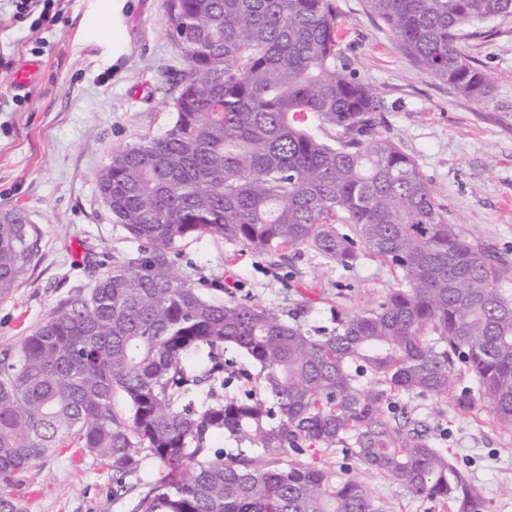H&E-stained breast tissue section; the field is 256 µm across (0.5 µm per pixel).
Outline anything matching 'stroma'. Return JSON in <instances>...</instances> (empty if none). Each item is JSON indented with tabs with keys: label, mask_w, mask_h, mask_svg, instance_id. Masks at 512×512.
<instances>
[{
	"label": "stroma",
	"mask_w": 512,
	"mask_h": 512,
	"mask_svg": "<svg viewBox=\"0 0 512 512\" xmlns=\"http://www.w3.org/2000/svg\"><path fill=\"white\" fill-rule=\"evenodd\" d=\"M336 4L346 56L383 97L379 131L416 159L450 221L497 260L501 285L512 290V17L473 26L464 51L491 88L466 98L417 67L365 0ZM0 54L17 67L34 57L44 65L20 106L11 75L0 77V210L25 211L39 234L27 274L0 299L3 349L31 335L75 287L90 285L86 262L105 268L139 255V244L113 224L96 176L115 149L170 126L168 75L183 55L167 35L163 0H64L61 18L38 30L26 21L0 24ZM171 260L211 298L281 311L311 302L310 328H333L335 311L356 313L397 283L377 258L345 268L308 245L257 254L203 236L179 243ZM473 387L460 367L447 395H402L390 414L428 423L437 446L480 489L483 512H512V428L496 424L479 399L459 406ZM313 460L364 483L382 512H448L340 449ZM112 489L111 470L93 456L58 448L32 464L14 493L24 512H127Z\"/></svg>",
	"instance_id": "obj_1"
}]
</instances>
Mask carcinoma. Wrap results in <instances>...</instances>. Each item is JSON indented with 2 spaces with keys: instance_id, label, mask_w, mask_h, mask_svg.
<instances>
[{
  "instance_id": "cac0c4a2",
  "label": "carcinoma",
  "mask_w": 512,
  "mask_h": 512,
  "mask_svg": "<svg viewBox=\"0 0 512 512\" xmlns=\"http://www.w3.org/2000/svg\"><path fill=\"white\" fill-rule=\"evenodd\" d=\"M414 63L464 97L489 92L465 29L512 17V0H366ZM183 52L175 118L112 152L97 175L114 223L149 246L75 289L16 349L0 350V512L6 490L55 448H81L122 477L142 452L161 477L131 512H382L361 482L298 460L342 445L367 469L452 512L478 490L417 421L387 413L401 395L442 396L456 366L512 427V293L501 268L448 219L416 160L375 130L380 92L342 54L336 0H164ZM341 130L329 143L306 125ZM210 236L257 253L313 246L351 266L365 251L399 274L336 327L312 334L302 305L214 301L175 273L169 253ZM38 230L0 210V299L28 271ZM243 352L264 396L216 399L186 358ZM122 396L126 407L116 410Z\"/></svg>"
}]
</instances>
